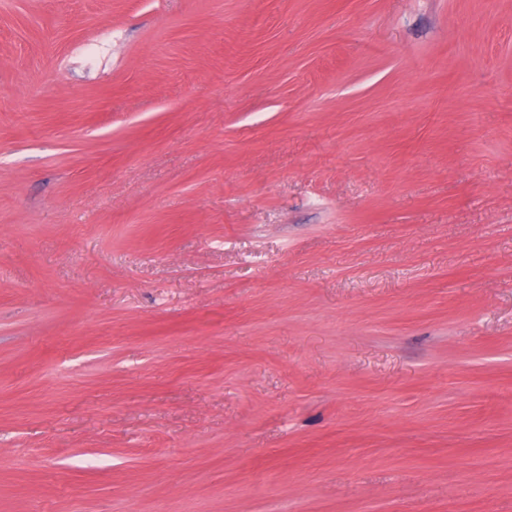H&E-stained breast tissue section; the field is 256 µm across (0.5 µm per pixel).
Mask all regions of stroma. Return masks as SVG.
Masks as SVG:
<instances>
[{"label":"stroma","mask_w":512,"mask_h":512,"mask_svg":"<svg viewBox=\"0 0 512 512\" xmlns=\"http://www.w3.org/2000/svg\"><path fill=\"white\" fill-rule=\"evenodd\" d=\"M0 512H512V0H0Z\"/></svg>","instance_id":"1"}]
</instances>
